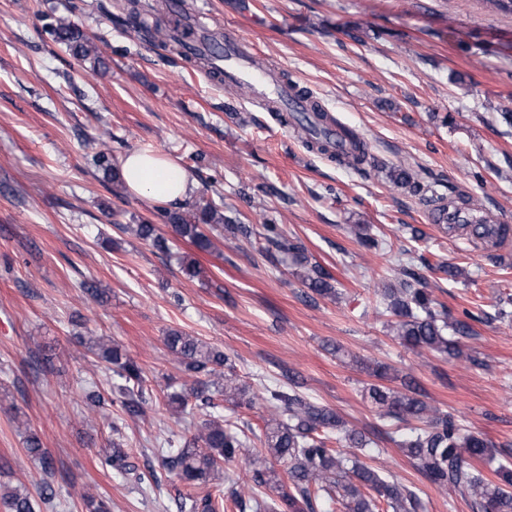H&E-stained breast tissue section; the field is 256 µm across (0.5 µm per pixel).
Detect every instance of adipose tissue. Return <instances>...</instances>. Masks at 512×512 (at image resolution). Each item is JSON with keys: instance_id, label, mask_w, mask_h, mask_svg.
<instances>
[{"instance_id": "obj_1", "label": "adipose tissue", "mask_w": 512, "mask_h": 512, "mask_svg": "<svg viewBox=\"0 0 512 512\" xmlns=\"http://www.w3.org/2000/svg\"><path fill=\"white\" fill-rule=\"evenodd\" d=\"M120 170L127 189L157 204L184 201L194 190L193 178L172 159L152 151L122 157Z\"/></svg>"}]
</instances>
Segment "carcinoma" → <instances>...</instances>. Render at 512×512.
Masks as SVG:
<instances>
[{
  "label": "carcinoma",
  "mask_w": 512,
  "mask_h": 512,
  "mask_svg": "<svg viewBox=\"0 0 512 512\" xmlns=\"http://www.w3.org/2000/svg\"><path fill=\"white\" fill-rule=\"evenodd\" d=\"M55 40L65 45L72 54L90 64L92 71L103 67L97 46L74 23L61 19L53 29ZM342 132L349 144L344 155H333L340 163H346L362 171L370 163L368 146L353 130ZM96 162L112 182L120 185L118 168L112 164V154L104 148L97 152ZM387 175L397 186L415 195L425 192L423 184L403 166H391ZM174 231L186 238L199 250L208 252L214 244L203 231L205 224H223L229 230H237L233 218L224 214L221 204L213 199L196 203L187 212L168 215ZM267 240L285 254L292 255L302 269L299 278L312 292L327 296L335 293L330 280L332 275L320 264L312 263L302 244L286 238L276 224L265 225ZM125 231L151 242L156 249L169 250L167 240L156 233L149 223L128 224ZM387 310L396 317L395 335L409 348L429 350L459 358L463 351L456 336H468L471 326L465 320L449 322L434 311L433 300L421 278L406 273L397 288L385 291ZM170 353L193 374L224 376V400L236 407L250 406L254 399L247 396L245 384L233 383L224 352L213 348L194 336L179 330H171L165 336ZM101 358L117 366L118 373L136 390L125 393L121 401L127 414L141 413L143 404L144 376L140 367L124 358L117 345L100 348ZM228 373L221 374L220 368ZM210 384L198 381L192 391L196 407H212ZM369 398L385 418L404 421L416 419L424 427H415L399 435L398 445L412 459L424 476L438 489L459 496L474 512H512V469L497 462L488 442L481 436L466 433L454 417L441 414L416 397V389L409 382L403 389L372 386ZM263 399L274 408L264 419V447H249L246 436L224 429L223 421L215 417L204 423L190 440L162 449L161 466L184 486L181 494V512H317L328 502L341 506L342 512H373L376 501H383L391 512H413L417 505L416 494L407 486L388 481L369 467L348 456V453L328 447L331 437L345 443L347 448H364L366 436L349 428L346 422L330 408L311 402L294 388H270ZM287 415L282 420L281 415ZM27 455L39 461L44 469L52 468V460L43 448L40 435L33 429L25 437ZM123 448H114L103 464L121 474H129L135 466ZM245 459L252 467L250 479L243 486L230 492L229 499L209 492L199 495L208 480L222 471L226 463ZM283 467L288 482L276 478L267 468L268 461ZM272 486L278 499L270 501L257 498L255 490ZM57 497V490L50 482L40 488L35 500L26 490L15 487L0 493V504L6 512H39L38 503H50Z\"/></svg>",
  "instance_id": "1"
}]
</instances>
